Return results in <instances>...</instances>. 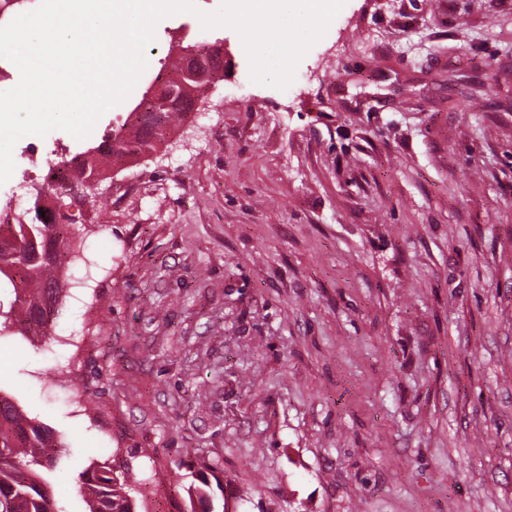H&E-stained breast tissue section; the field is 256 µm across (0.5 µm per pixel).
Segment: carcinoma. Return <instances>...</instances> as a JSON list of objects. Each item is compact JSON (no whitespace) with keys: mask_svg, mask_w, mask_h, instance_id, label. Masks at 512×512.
Returning a JSON list of instances; mask_svg holds the SVG:
<instances>
[{"mask_svg":"<svg viewBox=\"0 0 512 512\" xmlns=\"http://www.w3.org/2000/svg\"><path fill=\"white\" fill-rule=\"evenodd\" d=\"M137 103L124 122L106 132L99 144L63 159L49 169L35 189L31 207L4 226L9 239L0 238V283H14L22 274L24 287L15 292L5 315L11 316L12 334L27 337L40 335L60 303L61 283L54 275L63 263L79 228L59 208L42 206V191L54 187V195L70 192L64 198L69 206L87 201L82 194L85 184L94 177L110 178L112 164L121 158H140L165 141L166 133L185 120L187 113L179 106L159 107L143 117ZM64 453V442L56 438L45 424L25 415L7 398L0 397V512H66L59 507L52 486ZM80 493L86 512H134V488L126 471L110 466H89L79 474ZM223 490L218 476L208 477L200 471L196 481L186 488L190 510L216 512V491Z\"/></svg>","mask_w":512,"mask_h":512,"instance_id":"carcinoma-1","label":"carcinoma"}]
</instances>
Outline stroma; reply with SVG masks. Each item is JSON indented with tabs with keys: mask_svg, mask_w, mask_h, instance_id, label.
Returning <instances> with one entry per match:
<instances>
[{
	"mask_svg": "<svg viewBox=\"0 0 512 512\" xmlns=\"http://www.w3.org/2000/svg\"><path fill=\"white\" fill-rule=\"evenodd\" d=\"M230 62L181 129L114 170L47 337L0 339V394L66 438L137 512H187L214 467L225 512H512V0H347L284 90L232 29L167 17ZM19 218L47 175L24 142Z\"/></svg>",
	"mask_w": 512,
	"mask_h": 512,
	"instance_id": "obj_1",
	"label": "stroma"
}]
</instances>
